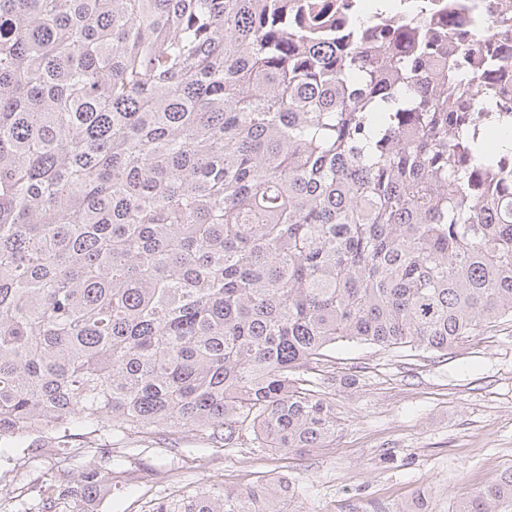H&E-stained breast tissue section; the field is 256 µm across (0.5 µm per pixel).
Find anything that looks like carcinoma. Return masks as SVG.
I'll return each mask as SVG.
<instances>
[{
	"instance_id": "carcinoma-1",
	"label": "carcinoma",
	"mask_w": 512,
	"mask_h": 512,
	"mask_svg": "<svg viewBox=\"0 0 512 512\" xmlns=\"http://www.w3.org/2000/svg\"><path fill=\"white\" fill-rule=\"evenodd\" d=\"M316 0H0V449L80 424L279 453L336 436L327 350L512 317L505 66ZM407 42L410 52L400 50ZM95 468L42 512L99 494ZM261 479L152 512H288ZM455 512H512V467Z\"/></svg>"
}]
</instances>
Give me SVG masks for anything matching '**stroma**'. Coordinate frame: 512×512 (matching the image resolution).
I'll list each match as a JSON object with an SVG mask.
<instances>
[{"label":"stroma","instance_id":"obj_1","mask_svg":"<svg viewBox=\"0 0 512 512\" xmlns=\"http://www.w3.org/2000/svg\"><path fill=\"white\" fill-rule=\"evenodd\" d=\"M332 355L338 427L324 447L224 448L191 428L62 444L49 429L0 454V512H41L37 485L89 468L115 474L99 512H152L201 487L243 488L276 474L295 485L297 512H398L423 489L433 512H453L512 466L511 318L445 355L356 342ZM350 374L357 389L342 384Z\"/></svg>","mask_w":512,"mask_h":512}]
</instances>
